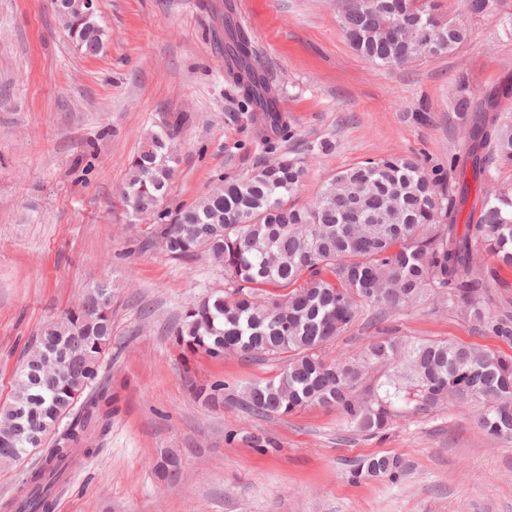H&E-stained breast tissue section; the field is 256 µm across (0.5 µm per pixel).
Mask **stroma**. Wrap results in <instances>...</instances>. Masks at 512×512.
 <instances>
[{
    "label": "stroma",
    "mask_w": 512,
    "mask_h": 512,
    "mask_svg": "<svg viewBox=\"0 0 512 512\" xmlns=\"http://www.w3.org/2000/svg\"><path fill=\"white\" fill-rule=\"evenodd\" d=\"M236 19L291 126L278 153L306 170L308 202L331 174L369 158L447 163L466 143L455 110L459 79L480 99L512 85V0L491 15L445 0L444 20L466 26L453 52L384 67L359 57L340 27L345 0H234ZM224 0H99L103 52L71 47L50 0H0V401L39 328L110 281L112 381L119 413L102 449L56 492L53 512H512V442L493 440L455 406L365 437L336 410L278 418L246 414L237 398L279 367L239 355L183 358L171 328L191 299L224 286L202 257L169 258L146 245L122 192L129 163L167 114L190 122L162 210L266 161L263 127L224 68ZM429 118L415 120L419 104ZM329 142L330 152L318 151ZM494 311H512V267L476 260ZM412 339H448L512 355L432 303L390 320ZM224 381L222 408L194 385ZM165 453L181 460L174 483ZM402 456L396 480L352 482L360 459Z\"/></svg>",
    "instance_id": "obj_1"
}]
</instances>
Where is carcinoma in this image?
<instances>
[{"label": "carcinoma", "mask_w": 512, "mask_h": 512, "mask_svg": "<svg viewBox=\"0 0 512 512\" xmlns=\"http://www.w3.org/2000/svg\"><path fill=\"white\" fill-rule=\"evenodd\" d=\"M442 0H347L341 27L365 60L404 65L453 51L464 27L442 22ZM55 11L74 48L101 51L106 31L97 17L78 19V0ZM225 72L244 104L263 113L264 145L291 133L247 34L224 13ZM500 92L471 101L459 80L456 110L469 124L465 150L448 167L390 155L329 176L299 206L305 169L296 158L229 177L208 195L178 209L151 237L173 260L203 256L224 270V289L190 301L173 330L185 358L240 354L279 361L281 372L247 387L239 404L275 417L309 406L334 408L341 425L365 436L448 405L476 412L478 427L512 440V356L448 340H409L386 321L424 301L460 315L474 328L512 341V314L490 309L474 257L489 253L512 266V190L489 194L494 166L512 163V116L498 111ZM188 116L176 112L130 161L123 194L131 216L158 213L176 163V141ZM476 223L459 227L469 199ZM112 286L91 285L79 303L39 331L17 368L13 393L0 405V465L34 450L40 458L0 512H53L55 491L112 428L116 393L112 357ZM376 335L362 348L329 360L325 349L367 313ZM65 350L58 383L44 382V355ZM223 382L195 389L202 404H224ZM406 468L397 455H375L351 470L355 482L394 480Z\"/></svg>", "instance_id": "cac0c4a2"}]
</instances>
